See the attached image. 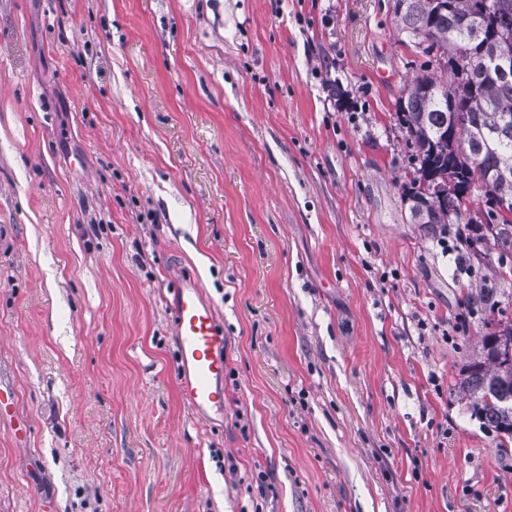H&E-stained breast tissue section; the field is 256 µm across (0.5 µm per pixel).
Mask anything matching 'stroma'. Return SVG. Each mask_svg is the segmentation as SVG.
I'll return each mask as SVG.
<instances>
[{
    "instance_id": "1",
    "label": "stroma",
    "mask_w": 512,
    "mask_h": 512,
    "mask_svg": "<svg viewBox=\"0 0 512 512\" xmlns=\"http://www.w3.org/2000/svg\"><path fill=\"white\" fill-rule=\"evenodd\" d=\"M426 71L392 0H0V512H512L456 392L512 254L412 218ZM173 312L187 400L198 412L224 409V393L219 391L224 374V330L213 308L203 301L195 278L183 279L174 288Z\"/></svg>"
}]
</instances>
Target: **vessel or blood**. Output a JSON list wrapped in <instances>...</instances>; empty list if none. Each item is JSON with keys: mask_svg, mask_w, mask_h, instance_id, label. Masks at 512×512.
Returning <instances> with one entry per match:
<instances>
[{"mask_svg": "<svg viewBox=\"0 0 512 512\" xmlns=\"http://www.w3.org/2000/svg\"><path fill=\"white\" fill-rule=\"evenodd\" d=\"M173 312L187 400L199 412L222 407L224 396L219 384L224 372V331L212 307L203 301L196 279L189 277L178 283Z\"/></svg>", "mask_w": 512, "mask_h": 512, "instance_id": "vessel-or-blood-1", "label": "vessel or blood"}]
</instances>
